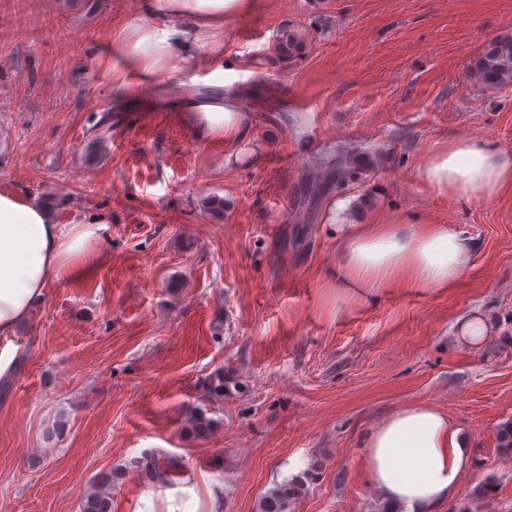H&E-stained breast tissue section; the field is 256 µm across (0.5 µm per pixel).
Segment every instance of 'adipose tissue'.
Wrapping results in <instances>:
<instances>
[{"instance_id":"ef3b65f1","label":"adipose tissue","mask_w":512,"mask_h":512,"mask_svg":"<svg viewBox=\"0 0 512 512\" xmlns=\"http://www.w3.org/2000/svg\"><path fill=\"white\" fill-rule=\"evenodd\" d=\"M252 0H148L150 23L126 24L112 54L127 69L179 71L187 62L211 68L223 55L224 24L247 13ZM202 136L242 143L249 124L231 105L188 113ZM418 180L480 202L512 188V153L478 138L441 146L418 168ZM109 240L104 224H60L42 204L0 189V337L26 320L55 281L95 262ZM336 285L364 296L379 288H449L472 266L475 245L441 224L414 231L393 224H344L336 241ZM370 484L403 512H439L453 500L472 453L455 422L428 406L402 407L365 437Z\"/></svg>"}]
</instances>
